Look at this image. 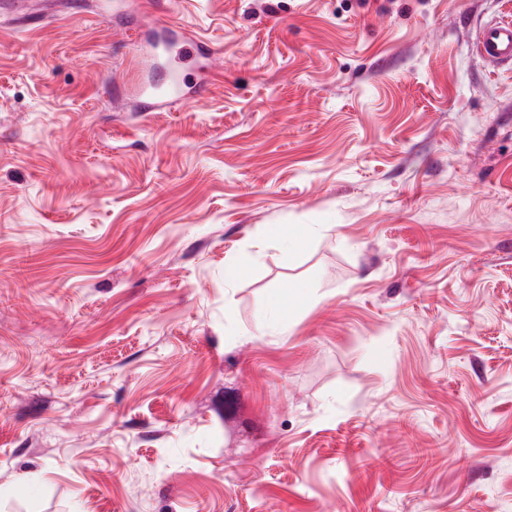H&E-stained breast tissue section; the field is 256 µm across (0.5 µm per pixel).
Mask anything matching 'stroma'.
I'll return each instance as SVG.
<instances>
[{"instance_id":"35a3bbf8","label":"stroma","mask_w":512,"mask_h":512,"mask_svg":"<svg viewBox=\"0 0 512 512\" xmlns=\"http://www.w3.org/2000/svg\"><path fill=\"white\" fill-rule=\"evenodd\" d=\"M27 2L0 512H512V69L471 47L504 0ZM168 25L223 69L148 57ZM165 67L208 96L154 110ZM319 231L320 228L318 226L310 224H277L269 227L268 237L272 239H287L294 249H301Z\"/></svg>"}]
</instances>
